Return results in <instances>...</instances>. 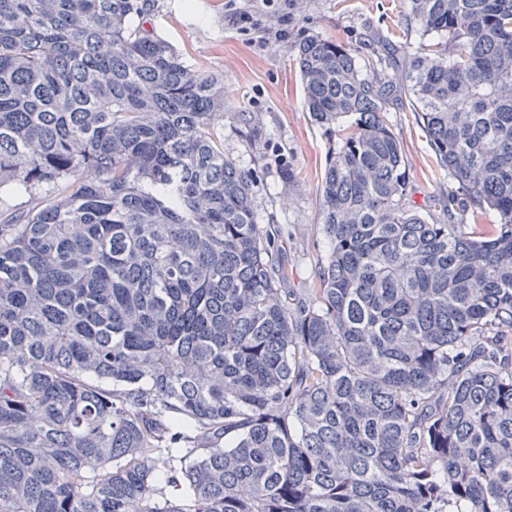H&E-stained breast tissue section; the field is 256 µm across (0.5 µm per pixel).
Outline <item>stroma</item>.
I'll list each match as a JSON object with an SVG mask.
<instances>
[{"label": "stroma", "mask_w": 512, "mask_h": 512, "mask_svg": "<svg viewBox=\"0 0 512 512\" xmlns=\"http://www.w3.org/2000/svg\"><path fill=\"white\" fill-rule=\"evenodd\" d=\"M244 11L255 20L245 31L234 21ZM408 11V0H155L147 18L146 29L188 65L223 76L224 154L253 171L258 219L275 236L295 295L312 287L327 249L317 231L327 136L304 107L293 47L320 35L371 63L372 37L399 59L419 43ZM386 118L404 149L411 204L440 215L436 200L453 186L447 169L407 101L390 103Z\"/></svg>", "instance_id": "stroma-1"}]
</instances>
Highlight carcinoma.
<instances>
[{
    "label": "carcinoma",
    "instance_id": "carcinoma-1",
    "mask_svg": "<svg viewBox=\"0 0 512 512\" xmlns=\"http://www.w3.org/2000/svg\"><path fill=\"white\" fill-rule=\"evenodd\" d=\"M153 7L0 0V207L31 200L0 222V512H512V0H409L390 73L295 45L329 134L295 304L224 79L131 23ZM387 108L385 116L404 149L411 204L443 219L440 207L434 205L454 186L448 170L441 166L404 96L403 101L394 100Z\"/></svg>",
    "mask_w": 512,
    "mask_h": 512
}]
</instances>
